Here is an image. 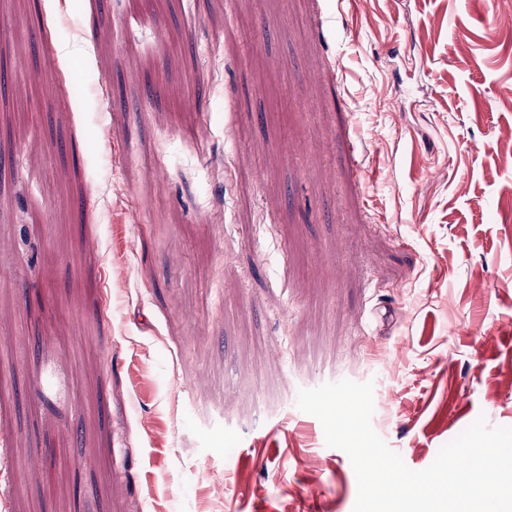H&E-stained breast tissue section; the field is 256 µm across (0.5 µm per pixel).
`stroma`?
Returning <instances> with one entry per match:
<instances>
[{"mask_svg":"<svg viewBox=\"0 0 512 512\" xmlns=\"http://www.w3.org/2000/svg\"><path fill=\"white\" fill-rule=\"evenodd\" d=\"M500 0H0V512H353L512 427Z\"/></svg>","mask_w":512,"mask_h":512,"instance_id":"35a3bbf8","label":"stroma"}]
</instances>
